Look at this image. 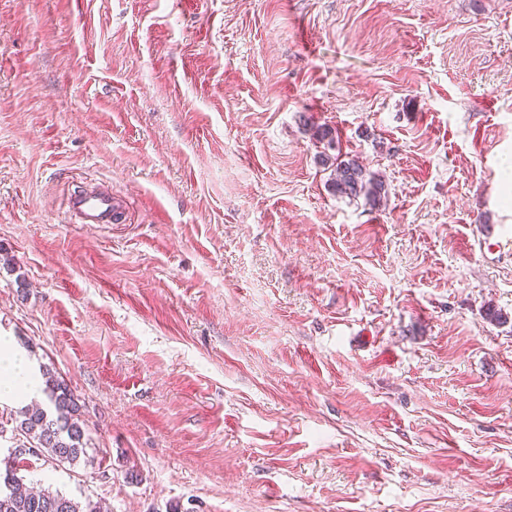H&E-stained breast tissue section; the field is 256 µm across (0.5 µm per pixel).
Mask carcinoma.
<instances>
[{
  "label": "carcinoma",
  "instance_id": "1",
  "mask_svg": "<svg viewBox=\"0 0 512 512\" xmlns=\"http://www.w3.org/2000/svg\"><path fill=\"white\" fill-rule=\"evenodd\" d=\"M332 177L336 191L351 197L364 196L373 206L383 202L387 194L381 178L351 158L334 162ZM44 395L53 411L40 406H25L15 419L16 431L26 444L14 449V456L4 462V470L12 478L0 489V512H100V506L86 504L49 489L36 493L24 487L20 463L26 457L43 458L58 465H74L87 453L86 431L80 419V405L66 382L50 369L43 370Z\"/></svg>",
  "mask_w": 512,
  "mask_h": 512
}]
</instances>
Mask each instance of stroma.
Masks as SVG:
<instances>
[{
    "label": "stroma",
    "mask_w": 512,
    "mask_h": 512,
    "mask_svg": "<svg viewBox=\"0 0 512 512\" xmlns=\"http://www.w3.org/2000/svg\"><path fill=\"white\" fill-rule=\"evenodd\" d=\"M510 163L512 0H0V335L90 437L26 481L512 512ZM92 185L120 222L70 216ZM337 160L338 157L335 159L336 162L332 163L335 165L332 181L336 191L351 197L362 195L372 206H378L383 202L387 189L381 178L367 172L353 158Z\"/></svg>",
    "instance_id": "obj_1"
}]
</instances>
